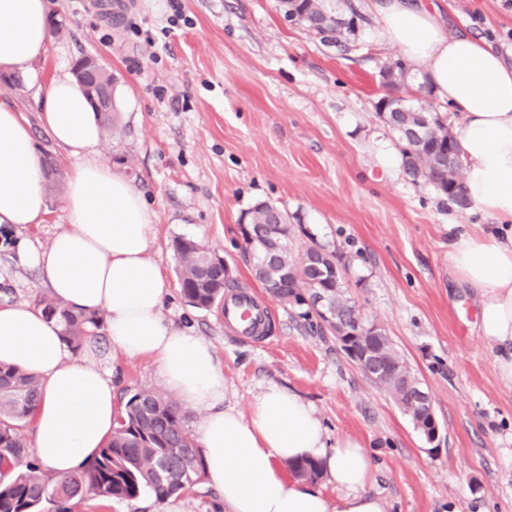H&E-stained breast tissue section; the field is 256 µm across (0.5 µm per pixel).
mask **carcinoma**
I'll list each match as a JSON object with an SVG mask.
<instances>
[{"label":"carcinoma","instance_id":"carcinoma-1","mask_svg":"<svg viewBox=\"0 0 512 512\" xmlns=\"http://www.w3.org/2000/svg\"><path fill=\"white\" fill-rule=\"evenodd\" d=\"M284 19L292 15L302 18V25L321 36V40L349 51V35L336 27L327 0H278ZM429 136L432 148L422 151L421 168L409 167L402 144H397L406 172L421 179L435 191L457 205H469L462 181V161L455 136L448 129V114L434 113ZM281 210L270 203L251 208L247 223L239 224L242 248L250 254L252 266L266 255L275 256L257 282L273 300L285 307L306 305L299 290L322 291L329 295L336 309V324L329 327L334 336L354 331L357 323L370 324L375 330L359 342L375 349L387 370L367 376L384 388L412 420L423 427L430 424L426 405L414 395L422 386L406 359L395 347L387 331L367 320L344 292L348 264L336 249L318 242L305 228L301 233L309 243L301 249L293 247L290 224L280 225L271 240L262 235L265 224L276 219ZM181 291L186 301L197 309H210L224 301V289L231 287L224 260L212 256L195 238L177 236L172 242ZM42 313L57 318L65 325L68 346L79 351L88 334L87 324L101 327V318H84L72 314L53 299L39 302ZM42 392L40 379L16 367L0 364V512H71L70 503L88 495L107 500L130 501L148 492L164 501L193 486L205 475L203 457L188 426V417L176 400L163 390L144 387L125 403L112 436L99 449L86 467L64 477H49L35 462L26 460L28 444L21 433L22 423L33 414ZM294 476L315 480L320 476L319 464L311 459L288 463Z\"/></svg>","mask_w":512,"mask_h":512}]
</instances>
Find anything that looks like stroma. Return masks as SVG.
Segmentation results:
<instances>
[{
	"label": "stroma",
	"instance_id": "1",
	"mask_svg": "<svg viewBox=\"0 0 512 512\" xmlns=\"http://www.w3.org/2000/svg\"><path fill=\"white\" fill-rule=\"evenodd\" d=\"M62 30L20 84L0 80L58 175L44 223L0 227V304L37 305L48 289L21 264L16 239L47 247L68 223L64 188L78 163L42 126L50 80L98 56L116 83L117 131L101 161L123 174L155 214L152 256L170 294L165 317L213 346L225 405L245 411L269 384L311 403L329 437L361 440L375 469L368 491L385 512H512V382L478 338V299L457 281L449 245L491 218L406 175L393 132L376 116L381 74L398 57L384 43L371 0H352L363 20L347 52L285 21L277 0H51ZM448 30L487 40L512 62V0H446ZM267 201L291 224L350 259L347 292L383 325L430 393L440 425L431 448L391 397L370 383L331 333L310 331L250 276L239 248L243 213ZM197 239L230 266L238 288L266 307L268 335L243 336L220 308L184 299L175 237ZM125 404L160 387L157 365L113 353L104 329L88 338ZM174 512H224L210 478L169 500Z\"/></svg>",
	"mask_w": 512,
	"mask_h": 512
}]
</instances>
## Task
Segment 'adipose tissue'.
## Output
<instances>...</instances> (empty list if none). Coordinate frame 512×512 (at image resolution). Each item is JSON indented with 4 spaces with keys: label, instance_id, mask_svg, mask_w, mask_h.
<instances>
[{
    "label": "adipose tissue",
    "instance_id": "obj_1",
    "mask_svg": "<svg viewBox=\"0 0 512 512\" xmlns=\"http://www.w3.org/2000/svg\"><path fill=\"white\" fill-rule=\"evenodd\" d=\"M384 41L425 74L433 96L456 111L470 204L497 223L451 243L448 262L479 297L480 341L512 380V67L484 40L449 34L437 0H378ZM50 0H0V73L24 72L52 38ZM44 125L77 157L65 200L68 225L44 249L19 247L50 295L76 313L103 316L124 361L154 359L166 390L202 415L198 445L225 512H385L366 486L373 460L361 441L329 440L314 407L267 385L248 413L224 404V374L211 345L162 313L169 285L151 255L154 214L130 182L100 162L101 120L71 77H54L42 100ZM46 168L27 120L0 101V225L40 224ZM0 363L43 383L31 419L38 463L56 475L85 466L106 443L120 410L112 380L66 345L62 326L25 304L0 306ZM318 460L338 492L329 501L309 482L286 478L292 459Z\"/></svg>",
    "mask_w": 512,
    "mask_h": 512
}]
</instances>
